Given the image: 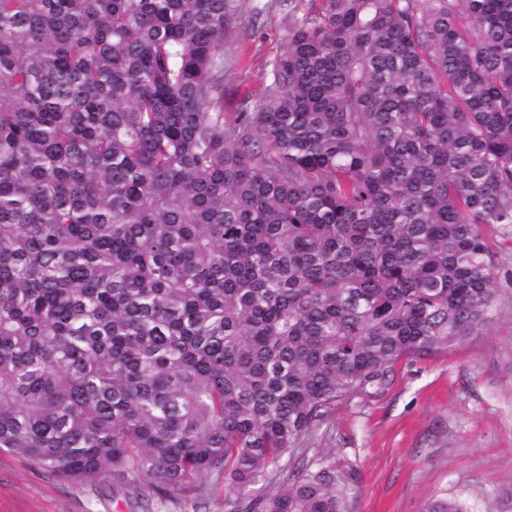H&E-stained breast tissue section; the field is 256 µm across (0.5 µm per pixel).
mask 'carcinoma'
<instances>
[{
	"label": "carcinoma",
	"mask_w": 512,
	"mask_h": 512,
	"mask_svg": "<svg viewBox=\"0 0 512 512\" xmlns=\"http://www.w3.org/2000/svg\"><path fill=\"white\" fill-rule=\"evenodd\" d=\"M285 2L228 118L235 0H0V450L142 512H343L285 462L492 321L512 0Z\"/></svg>",
	"instance_id": "obj_1"
}]
</instances>
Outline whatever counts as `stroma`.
Masks as SVG:
<instances>
[{"instance_id":"stroma-1","label":"stroma","mask_w":512,"mask_h":512,"mask_svg":"<svg viewBox=\"0 0 512 512\" xmlns=\"http://www.w3.org/2000/svg\"><path fill=\"white\" fill-rule=\"evenodd\" d=\"M275 0H240L224 44V113L264 93L286 28ZM495 318L467 341L395 367L384 392L337 408L308 443L312 467L347 484L345 512H422L433 497L498 512L512 496V241L501 255ZM136 493L60 480L0 452V512H139Z\"/></svg>"}]
</instances>
